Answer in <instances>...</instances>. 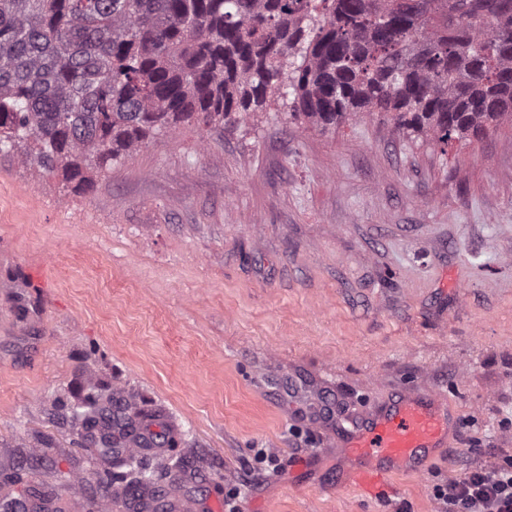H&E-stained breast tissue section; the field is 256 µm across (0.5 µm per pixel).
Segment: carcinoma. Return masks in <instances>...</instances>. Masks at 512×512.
I'll return each instance as SVG.
<instances>
[{
    "label": "carcinoma",
    "mask_w": 512,
    "mask_h": 512,
    "mask_svg": "<svg viewBox=\"0 0 512 512\" xmlns=\"http://www.w3.org/2000/svg\"><path fill=\"white\" fill-rule=\"evenodd\" d=\"M288 95L323 129L381 112L443 150L477 137L512 122V0H0V152L76 192L152 135ZM103 482L153 474L132 457Z\"/></svg>",
    "instance_id": "cac0c4a2"
}]
</instances>
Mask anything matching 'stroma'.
<instances>
[{"instance_id":"stroma-1","label":"stroma","mask_w":512,"mask_h":512,"mask_svg":"<svg viewBox=\"0 0 512 512\" xmlns=\"http://www.w3.org/2000/svg\"><path fill=\"white\" fill-rule=\"evenodd\" d=\"M289 112L156 135L81 195L0 153V499L100 498L91 392L139 404L202 512L236 484L241 512H435L436 479L512 455V123L443 151ZM421 382L459 421L424 474L310 482L316 407ZM260 448L279 467L243 485Z\"/></svg>"}]
</instances>
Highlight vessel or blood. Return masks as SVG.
I'll use <instances>...</instances> for the list:
<instances>
[{"mask_svg":"<svg viewBox=\"0 0 512 512\" xmlns=\"http://www.w3.org/2000/svg\"><path fill=\"white\" fill-rule=\"evenodd\" d=\"M457 429L448 400L434 388H401L352 413L324 440L342 461L338 488L391 493L401 472L423 473L436 449L447 447Z\"/></svg>","mask_w":512,"mask_h":512,"instance_id":"vessel-or-blood-1","label":"vessel or blood"}]
</instances>
